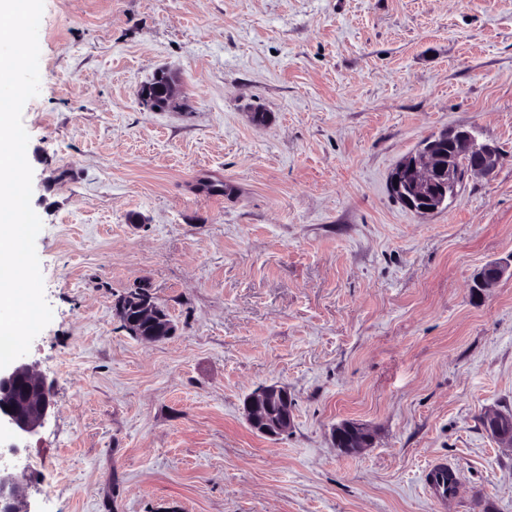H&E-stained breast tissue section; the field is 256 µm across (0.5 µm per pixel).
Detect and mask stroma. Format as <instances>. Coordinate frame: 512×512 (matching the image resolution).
<instances>
[{"label":"stroma","mask_w":512,"mask_h":512,"mask_svg":"<svg viewBox=\"0 0 512 512\" xmlns=\"http://www.w3.org/2000/svg\"><path fill=\"white\" fill-rule=\"evenodd\" d=\"M38 42L35 512H437V462L447 512H512L483 424L512 412V279L470 288L512 256V0H44ZM161 69L178 110L138 97ZM447 128L500 160L420 216L389 175ZM142 282L176 328L157 342L115 314ZM272 384L275 438L244 408ZM506 277L512 278V256L482 265L473 276L471 288L477 295H484ZM245 410L250 427L265 436L283 434L293 421L291 393L282 384L253 391L245 400ZM332 438L341 452L357 454L371 446L373 436L363 423L344 421L333 429ZM425 484L433 497L442 502L459 493V480L453 470L448 473L446 464L432 465L425 474Z\"/></svg>","instance_id":"1"}]
</instances>
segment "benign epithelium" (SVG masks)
I'll return each instance as SVG.
<instances>
[{"label": "benign epithelium", "mask_w": 512, "mask_h": 512, "mask_svg": "<svg viewBox=\"0 0 512 512\" xmlns=\"http://www.w3.org/2000/svg\"><path fill=\"white\" fill-rule=\"evenodd\" d=\"M466 148L471 165L464 171L458 166L456 150ZM499 163L498 149L478 141L469 129H446L427 139L420 149L406 158L392 172L390 188L403 190L406 208L418 215L432 214L455 197L466 175L491 174ZM506 277L512 278V258L491 261L474 274L471 288L478 295ZM143 321L161 324L174 331L164 309L150 298L130 291ZM11 411H6V408ZM54 408L53 393L38 373L35 364L17 359L0 369V427L8 428L16 442L9 452L17 453V440L32 436L43 426ZM250 427L265 436L277 437L288 431L293 421L292 397L288 386L273 384L261 387L245 400ZM488 431L505 448L512 449V419L491 412L485 419ZM336 448L347 454H357L371 446L372 433L362 423L344 421L332 433ZM0 451V512H33L27 502L25 487L20 483L14 467L3 461Z\"/></svg>", "instance_id": "1"}]
</instances>
